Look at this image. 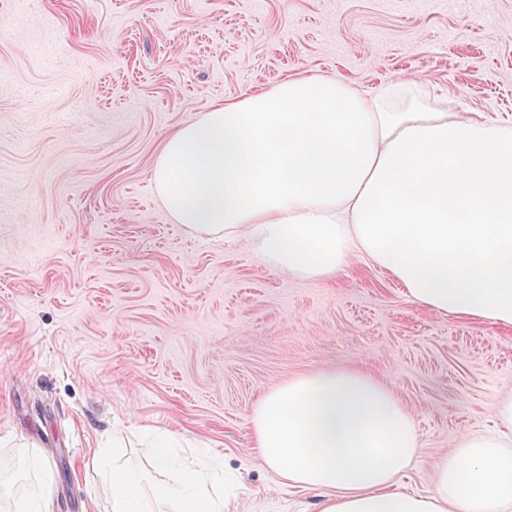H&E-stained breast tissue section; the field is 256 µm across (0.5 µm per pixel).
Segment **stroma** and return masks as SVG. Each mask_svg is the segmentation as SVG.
I'll return each mask as SVG.
<instances>
[{
	"label": "stroma",
	"instance_id": "stroma-1",
	"mask_svg": "<svg viewBox=\"0 0 512 512\" xmlns=\"http://www.w3.org/2000/svg\"><path fill=\"white\" fill-rule=\"evenodd\" d=\"M413 78L512 125V0H0V468L42 448L59 512H108L89 462L113 432L219 454L224 512H320L252 447L261 395L367 371L415 417L398 480L433 489L512 392V327L411 303L363 258L292 277L176 224L152 170L166 135L291 76Z\"/></svg>",
	"mask_w": 512,
	"mask_h": 512
}]
</instances>
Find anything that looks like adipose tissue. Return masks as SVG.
Listing matches in <instances>:
<instances>
[{
  "label": "adipose tissue",
  "instance_id": "obj_1",
  "mask_svg": "<svg viewBox=\"0 0 512 512\" xmlns=\"http://www.w3.org/2000/svg\"><path fill=\"white\" fill-rule=\"evenodd\" d=\"M153 179L189 232L245 241L276 270L328 280L364 256L415 305L512 326V128L449 110L424 83L286 79L174 128ZM497 418L460 439L427 495L397 490L417 424L363 370L276 386L252 428L265 465L323 492L322 512H512V396ZM109 480L110 512H224L206 452L167 483L137 465Z\"/></svg>",
  "mask_w": 512,
  "mask_h": 512
}]
</instances>
